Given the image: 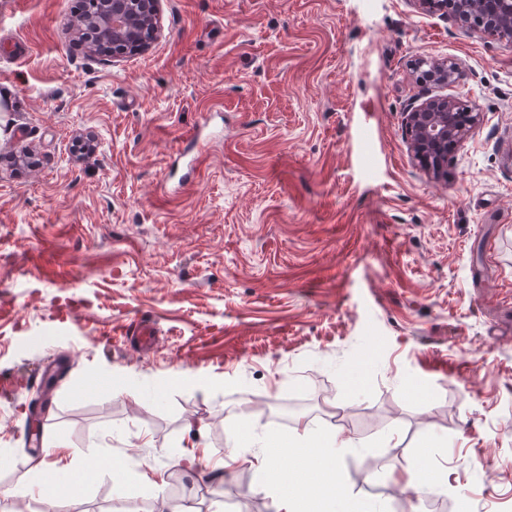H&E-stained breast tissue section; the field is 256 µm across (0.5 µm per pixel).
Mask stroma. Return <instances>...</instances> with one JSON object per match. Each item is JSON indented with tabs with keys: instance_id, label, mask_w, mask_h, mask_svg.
Instances as JSON below:
<instances>
[{
	"instance_id": "obj_1",
	"label": "stroma",
	"mask_w": 512,
	"mask_h": 512,
	"mask_svg": "<svg viewBox=\"0 0 512 512\" xmlns=\"http://www.w3.org/2000/svg\"><path fill=\"white\" fill-rule=\"evenodd\" d=\"M75 0H0V489L31 482L32 433L53 458L127 463L84 512H124L179 476L194 512H273L243 433L321 396L311 422L358 440L336 512H429L393 481L418 450L454 512H512V45L410 0H161L143 55L90 54ZM460 64L445 94L481 123L430 179L403 112L422 59ZM217 135L182 184V141ZM95 138L81 158L76 138ZM47 248L75 278L34 269ZM153 320L158 346L106 344ZM126 392L83 393L92 370ZM368 469L375 491L354 474Z\"/></svg>"
}]
</instances>
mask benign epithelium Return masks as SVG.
Returning <instances> with one entry per match:
<instances>
[{
    "mask_svg": "<svg viewBox=\"0 0 512 512\" xmlns=\"http://www.w3.org/2000/svg\"><path fill=\"white\" fill-rule=\"evenodd\" d=\"M423 12L448 13L470 31L512 44V0H413ZM97 40L88 44L98 54L112 58L143 54L163 36L159 0H105L99 13L86 20ZM429 70L428 81L411 99L404 112L405 135L413 158L435 178L446 173L448 152L461 147L476 130L479 116L456 111L457 100L433 95L430 87L448 86L459 80L458 63L421 62Z\"/></svg>",
    "mask_w": 512,
    "mask_h": 512,
    "instance_id": "7a95c632",
    "label": "benign epithelium"
}]
</instances>
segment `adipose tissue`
Segmentation results:
<instances>
[{
  "label": "adipose tissue",
  "mask_w": 512,
  "mask_h": 512,
  "mask_svg": "<svg viewBox=\"0 0 512 512\" xmlns=\"http://www.w3.org/2000/svg\"><path fill=\"white\" fill-rule=\"evenodd\" d=\"M355 445L354 438L341 433L320 434L304 416L296 418L291 438L265 437L256 454V470L260 487L273 500L274 512H325L324 491L335 488L338 479L336 455ZM288 454L304 461L316 459L322 480L313 482L282 472L275 462ZM124 468V460L109 453L100 458L95 468L88 470L39 460L32 466L33 483L15 486L9 494L29 498L39 487L46 491L44 501L51 512H75L86 486L97 473L105 472L116 477Z\"/></svg>",
  "instance_id": "ef3b65f1"
}]
</instances>
